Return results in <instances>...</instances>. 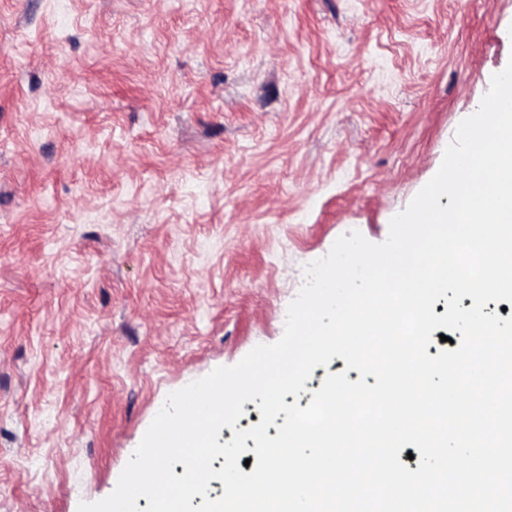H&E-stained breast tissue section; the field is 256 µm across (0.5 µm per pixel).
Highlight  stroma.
<instances>
[{
    "mask_svg": "<svg viewBox=\"0 0 512 512\" xmlns=\"http://www.w3.org/2000/svg\"><path fill=\"white\" fill-rule=\"evenodd\" d=\"M511 60L512 0H0V512L109 496Z\"/></svg>",
    "mask_w": 512,
    "mask_h": 512,
    "instance_id": "35a3bbf8",
    "label": "stroma"
}]
</instances>
